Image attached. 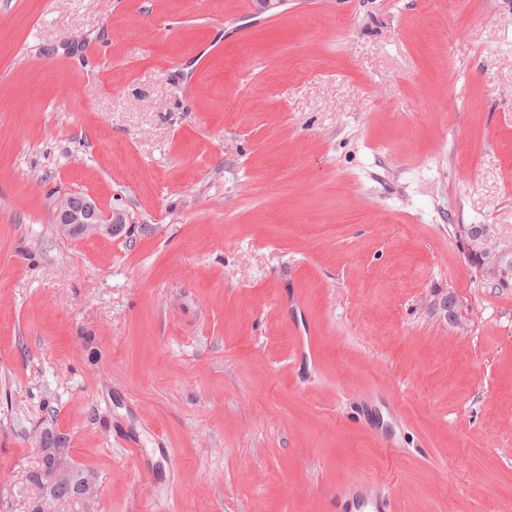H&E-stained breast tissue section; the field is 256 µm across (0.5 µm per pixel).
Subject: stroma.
<instances>
[{"mask_svg":"<svg viewBox=\"0 0 512 512\" xmlns=\"http://www.w3.org/2000/svg\"><path fill=\"white\" fill-rule=\"evenodd\" d=\"M241 2L0 0V512H512V0ZM121 223L122 217L119 214L104 209L90 195L69 199L58 211V224L68 232L74 228L78 230L82 234L78 238L102 235L103 232L117 234L124 227ZM42 454V470L48 478L55 479L57 475L73 477L85 484V494L88 493L89 495L91 493L92 485L89 478L82 470L71 464L67 449L64 446L58 445L49 438L45 446L42 447ZM349 497L355 512H390V500L381 497L372 487H357Z\"/></svg>","mask_w":512,"mask_h":512,"instance_id":"1","label":"stroma"}]
</instances>
